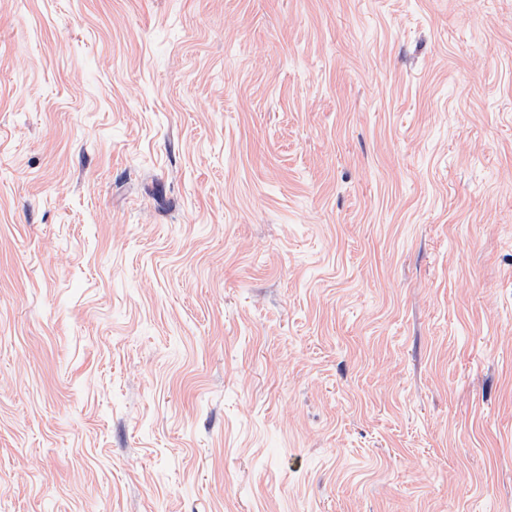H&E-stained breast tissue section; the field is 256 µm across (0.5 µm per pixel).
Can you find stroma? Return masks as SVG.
Segmentation results:
<instances>
[{
    "mask_svg": "<svg viewBox=\"0 0 512 512\" xmlns=\"http://www.w3.org/2000/svg\"><path fill=\"white\" fill-rule=\"evenodd\" d=\"M0 512H512V0H0Z\"/></svg>",
    "mask_w": 512,
    "mask_h": 512,
    "instance_id": "35a3bbf8",
    "label": "stroma"
}]
</instances>
